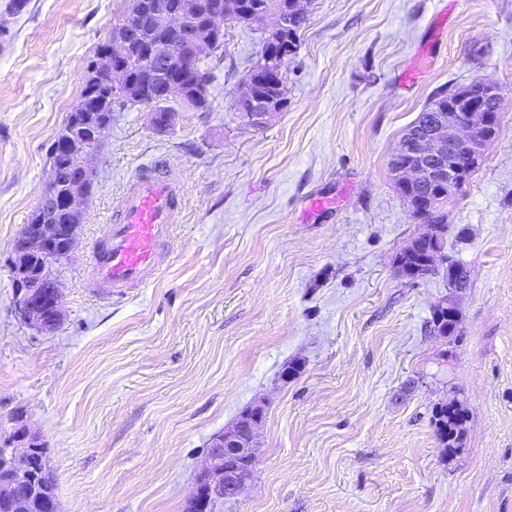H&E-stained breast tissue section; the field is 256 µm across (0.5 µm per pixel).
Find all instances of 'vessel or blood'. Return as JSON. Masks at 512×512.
Instances as JSON below:
<instances>
[{
	"instance_id": "b4317fda",
	"label": "vessel or blood",
	"mask_w": 512,
	"mask_h": 512,
	"mask_svg": "<svg viewBox=\"0 0 512 512\" xmlns=\"http://www.w3.org/2000/svg\"><path fill=\"white\" fill-rule=\"evenodd\" d=\"M181 206V183L166 161L139 171L113 202L89 258L87 288L119 297L147 285L165 263Z\"/></svg>"
}]
</instances>
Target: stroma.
Instances as JSON below:
<instances>
[{
  "label": "stroma",
  "mask_w": 512,
  "mask_h": 512,
  "mask_svg": "<svg viewBox=\"0 0 512 512\" xmlns=\"http://www.w3.org/2000/svg\"><path fill=\"white\" fill-rule=\"evenodd\" d=\"M127 4L0 0V442L24 414L58 512H183L212 439L259 404L253 476L220 512H512V0H309L288 105L261 126L237 99L264 32L227 22L210 111L180 108L165 131L142 106L113 113L77 246L53 269L62 318L40 332L13 312L14 240ZM478 79L502 91L501 128L446 209L470 279L454 295L442 274L394 269L424 227L389 161L436 90ZM160 157L184 192L163 270L92 296L112 201ZM449 294L459 325L443 337L428 321ZM448 398L467 415L452 454L431 422Z\"/></svg>",
  "instance_id": "35a3bbf8"
}]
</instances>
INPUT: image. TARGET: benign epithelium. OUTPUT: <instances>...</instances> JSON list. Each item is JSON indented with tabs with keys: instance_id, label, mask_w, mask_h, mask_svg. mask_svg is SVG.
Here are the masks:
<instances>
[{
	"instance_id": "benign-epithelium-1",
	"label": "benign epithelium",
	"mask_w": 512,
	"mask_h": 512,
	"mask_svg": "<svg viewBox=\"0 0 512 512\" xmlns=\"http://www.w3.org/2000/svg\"><path fill=\"white\" fill-rule=\"evenodd\" d=\"M239 5V0H218L208 22L189 32L188 22L198 13L197 0H178L171 9L147 0H130L128 10L112 28L110 47L86 67L85 81L106 89L136 87L122 58L132 47L131 35L140 13L155 16L161 23L167 42L152 49L148 56L154 65L165 68L174 60L182 64L203 61L223 36L224 21L235 17ZM136 88L139 97H146L149 87ZM459 100L466 103L465 111L457 112L450 106L446 114L433 113L423 128L409 133V145L398 144L390 162L392 179L404 192L414 222L427 226L426 232L412 238L418 244L433 246L443 232V226L432 223L419 207L418 189L435 182L442 186L434 201L436 209L451 204L483 162L487 145L499 133L500 113L488 110L481 96L467 92ZM239 105L249 118L263 122L280 111L285 102H258L253 98L250 84L245 83ZM106 134L105 123H83L76 118L71 127L56 135L52 150L61 147L78 150L81 179L60 194V172L55 165H50V179L35 213L37 223L23 225L14 242L10 261L14 312L24 323L43 332L47 330L46 311H51L56 321L62 317L61 289L52 275V267L60 258L69 259L75 249L84 218L81 201L86 198L96 175L90 160ZM51 202L62 206L70 223H44L43 213ZM261 427L260 423L244 424L238 419L231 428L212 439L196 476L197 484L205 487V497L188 501L196 512H213L217 505L242 491L253 473ZM31 455V441L25 437L15 438L0 447V459L19 474L31 470ZM53 483L52 473L44 464L37 472L33 490L46 493L53 488Z\"/></svg>"
}]
</instances>
